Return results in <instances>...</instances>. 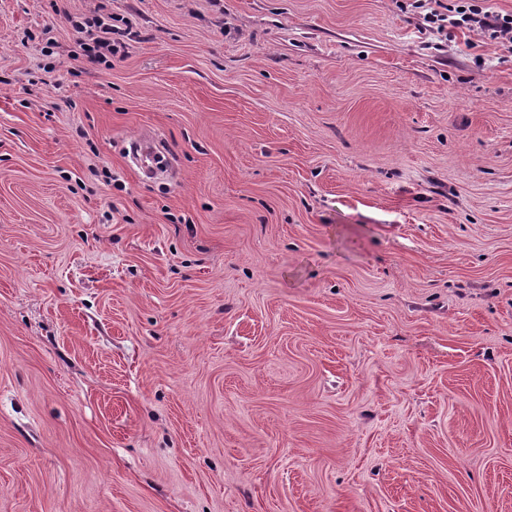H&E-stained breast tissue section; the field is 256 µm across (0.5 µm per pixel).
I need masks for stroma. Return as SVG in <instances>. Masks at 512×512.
I'll return each mask as SVG.
<instances>
[{
	"label": "stroma",
	"mask_w": 512,
	"mask_h": 512,
	"mask_svg": "<svg viewBox=\"0 0 512 512\" xmlns=\"http://www.w3.org/2000/svg\"><path fill=\"white\" fill-rule=\"evenodd\" d=\"M411 2L0 0V512H512V53ZM92 20V23L87 20L84 23L85 27L78 24L75 27L81 30V33L87 34L86 41L88 42L80 44L86 60L89 63H100L106 54L116 56L121 51L122 45L112 39L111 28H104L94 19Z\"/></svg>",
	"instance_id": "obj_1"
}]
</instances>
